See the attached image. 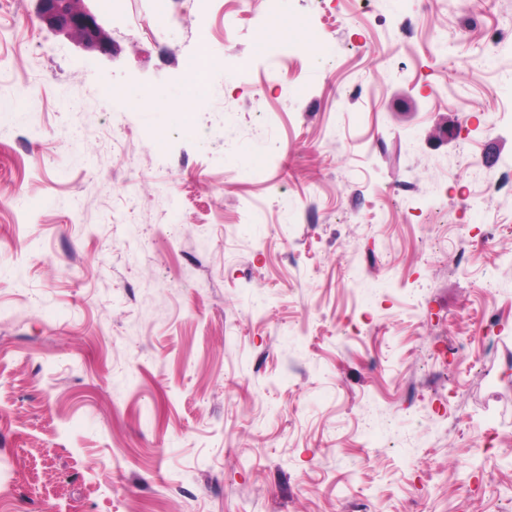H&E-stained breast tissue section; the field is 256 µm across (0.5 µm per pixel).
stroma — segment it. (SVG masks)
I'll return each instance as SVG.
<instances>
[{"instance_id": "obj_1", "label": "stroma", "mask_w": 512, "mask_h": 512, "mask_svg": "<svg viewBox=\"0 0 512 512\" xmlns=\"http://www.w3.org/2000/svg\"><path fill=\"white\" fill-rule=\"evenodd\" d=\"M187 5L0 0V512H512V0ZM43 4L42 19L50 27L77 35L89 48L101 54H111L112 46L104 29V20L78 0H38ZM196 59V58H195ZM193 61L189 70L190 84L188 86H179L175 88H166L159 90H130L120 94V98L125 104H145L150 107L155 100H163L170 108V112H162L155 114V121L160 128H163L170 117L175 116L183 123L188 122V118L184 115H176L182 113H174L179 106L181 100L191 91L195 93H203L205 84L210 71L212 70L213 57L210 54H204L196 61Z\"/></svg>"}]
</instances>
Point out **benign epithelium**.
<instances>
[{
	"mask_svg": "<svg viewBox=\"0 0 512 512\" xmlns=\"http://www.w3.org/2000/svg\"><path fill=\"white\" fill-rule=\"evenodd\" d=\"M42 19L50 27L77 35L89 48L101 54L112 53L104 20L79 7L76 0H40Z\"/></svg>",
	"mask_w": 512,
	"mask_h": 512,
	"instance_id": "obj_1",
	"label": "benign epithelium"
}]
</instances>
